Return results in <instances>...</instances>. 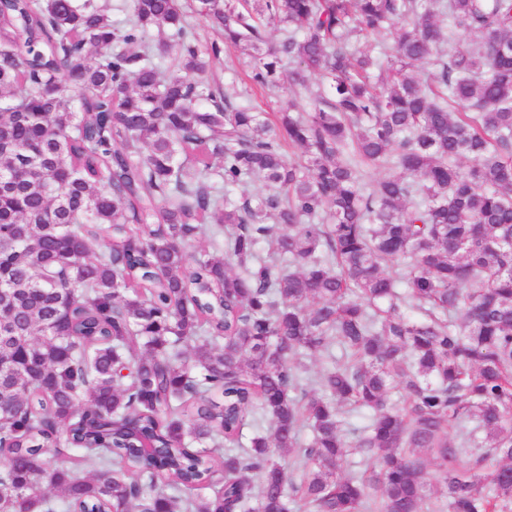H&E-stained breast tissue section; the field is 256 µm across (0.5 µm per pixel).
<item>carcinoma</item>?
<instances>
[{
	"label": "carcinoma",
	"mask_w": 512,
	"mask_h": 512,
	"mask_svg": "<svg viewBox=\"0 0 512 512\" xmlns=\"http://www.w3.org/2000/svg\"><path fill=\"white\" fill-rule=\"evenodd\" d=\"M122 12L0 4V505L512 512V0H200L310 112L199 80L179 0Z\"/></svg>",
	"instance_id": "1"
}]
</instances>
